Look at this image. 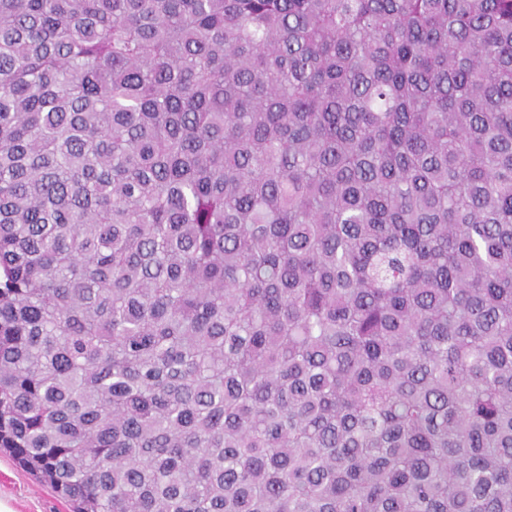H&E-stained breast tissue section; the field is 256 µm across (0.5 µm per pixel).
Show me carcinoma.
<instances>
[{
    "instance_id": "carcinoma-1",
    "label": "carcinoma",
    "mask_w": 512,
    "mask_h": 512,
    "mask_svg": "<svg viewBox=\"0 0 512 512\" xmlns=\"http://www.w3.org/2000/svg\"><path fill=\"white\" fill-rule=\"evenodd\" d=\"M0 448L73 512H512V0H0Z\"/></svg>"
}]
</instances>
